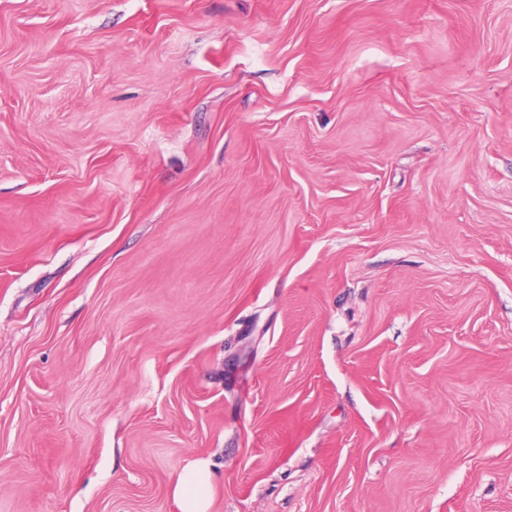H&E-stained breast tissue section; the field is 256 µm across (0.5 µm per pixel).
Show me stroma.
I'll list each match as a JSON object with an SVG mask.
<instances>
[{
	"label": "stroma",
	"mask_w": 512,
	"mask_h": 512,
	"mask_svg": "<svg viewBox=\"0 0 512 512\" xmlns=\"http://www.w3.org/2000/svg\"><path fill=\"white\" fill-rule=\"evenodd\" d=\"M512 512V0H0V512ZM211 464L196 460L184 467L172 487V496L180 512H210L212 499Z\"/></svg>",
	"instance_id": "1"
}]
</instances>
